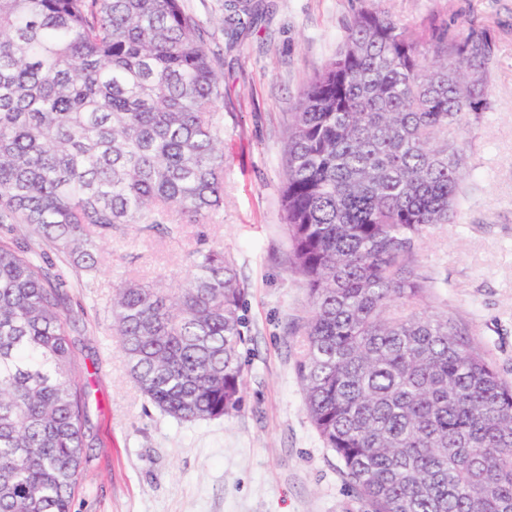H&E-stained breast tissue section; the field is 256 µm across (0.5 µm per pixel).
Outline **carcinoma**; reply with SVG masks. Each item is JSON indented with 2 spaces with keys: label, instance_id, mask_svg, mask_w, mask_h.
Segmentation results:
<instances>
[{
  "label": "carcinoma",
  "instance_id": "carcinoma-1",
  "mask_svg": "<svg viewBox=\"0 0 512 512\" xmlns=\"http://www.w3.org/2000/svg\"><path fill=\"white\" fill-rule=\"evenodd\" d=\"M223 23L258 4L227 0ZM182 0H0V512H72L89 449L65 281L131 226L224 211V87ZM483 39L358 12L300 92L282 207L308 315L306 412L369 512H512V382L432 309L416 245L459 212L458 131L486 107ZM181 287L124 280L112 331L140 392L179 422L243 406L245 288L220 244Z\"/></svg>",
  "mask_w": 512,
  "mask_h": 512
}]
</instances>
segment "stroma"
<instances>
[{"label": "stroma", "instance_id": "1", "mask_svg": "<svg viewBox=\"0 0 512 512\" xmlns=\"http://www.w3.org/2000/svg\"><path fill=\"white\" fill-rule=\"evenodd\" d=\"M224 0H184L220 53L224 84V213L183 234L114 235L91 287L66 271L80 316L77 359L94 380L91 457L73 512H368L304 406L293 349L306 315L304 281L289 262L281 206L284 146L296 98L334 58L360 10L379 6L417 28L454 25L486 37L489 108L464 134L468 176L456 223L432 227L420 269L434 302L470 324L500 376L512 381V0H263L250 26L221 24ZM223 245L246 289L244 406L180 423L140 393L111 331L112 286L124 279L175 288L197 239Z\"/></svg>", "mask_w": 512, "mask_h": 512}]
</instances>
